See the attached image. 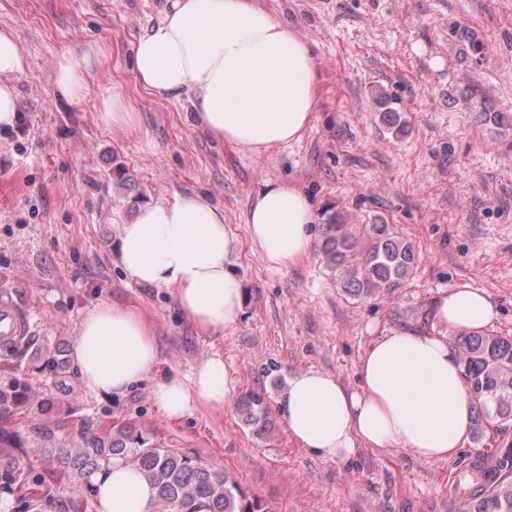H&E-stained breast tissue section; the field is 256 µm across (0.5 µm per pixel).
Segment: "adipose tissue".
Masks as SVG:
<instances>
[{
  "mask_svg": "<svg viewBox=\"0 0 512 512\" xmlns=\"http://www.w3.org/2000/svg\"><path fill=\"white\" fill-rule=\"evenodd\" d=\"M23 70L16 38L0 31V129L14 126V81ZM134 78L145 91L188 97L198 128L254 155L301 140L317 109L315 60L296 28L252 0H172L160 24L140 37ZM315 213L308 197L283 182L258 193L247 224L270 268L284 271L311 250ZM238 241L224 212L198 194L141 206L119 226V262L135 282L173 289L198 326L231 330L243 310L244 287L231 267ZM435 320L463 332L483 331L496 315L489 296L463 287L441 292ZM72 361L86 387L101 396L125 394L151 378L158 352L152 329L131 306L100 302L79 321ZM358 385L308 370L292 376L279 400L296 442L326 458L363 448H407L427 460L453 458L467 444L472 401L448 339L414 329L377 337L364 349ZM236 392L218 354L188 378L153 387L170 420L198 407L230 408ZM101 512H151L153 486L123 461L94 473Z\"/></svg>",
  "mask_w": 512,
  "mask_h": 512,
  "instance_id": "obj_1",
  "label": "adipose tissue"
}]
</instances>
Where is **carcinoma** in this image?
Listing matches in <instances>:
<instances>
[{
    "mask_svg": "<svg viewBox=\"0 0 512 512\" xmlns=\"http://www.w3.org/2000/svg\"><path fill=\"white\" fill-rule=\"evenodd\" d=\"M318 251L337 273L343 290L354 297L390 294L410 276L417 261L411 243L388 224H347L336 214L322 224ZM464 382L473 400V440L481 442L495 428L512 429V336L463 332L453 341ZM33 368L56 380L67 365L61 351L44 346ZM240 412L247 425L262 432L271 425L264 398L247 394ZM30 415L29 423L21 415ZM51 388L32 391L19 381L0 385V486L18 491L28 502L55 497L58 484L72 485L70 512H83L97 490L92 473L119 458L157 489L152 512H269L260 499L248 498L224 472L199 458L166 448L132 424L107 427L86 419L71 420ZM51 462L47 475L35 480L18 467L29 437ZM470 491L463 512H512V441L500 442L484 460L472 464Z\"/></svg>",
    "mask_w": 512,
    "mask_h": 512,
    "instance_id": "carcinoma-1",
    "label": "carcinoma"
}]
</instances>
